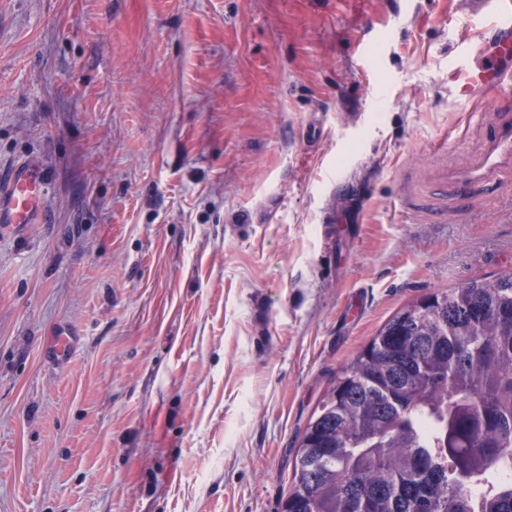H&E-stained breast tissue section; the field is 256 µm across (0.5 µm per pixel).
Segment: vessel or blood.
<instances>
[{"mask_svg": "<svg viewBox=\"0 0 512 512\" xmlns=\"http://www.w3.org/2000/svg\"><path fill=\"white\" fill-rule=\"evenodd\" d=\"M476 11L492 17L472 62L448 71L458 100L467 101L489 90L512 88V0H474ZM512 173V119L496 124L484 135L476 159L464 167L444 166L436 170L433 184L456 196L491 187ZM46 183L30 167L14 171L0 190V223L30 224L42 213Z\"/></svg>", "mask_w": 512, "mask_h": 512, "instance_id": "vessel-or-blood-1", "label": "vessel or blood"}]
</instances>
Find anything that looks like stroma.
Instances as JSON below:
<instances>
[{"instance_id":"1","label":"stroma","mask_w":512,"mask_h":512,"mask_svg":"<svg viewBox=\"0 0 512 512\" xmlns=\"http://www.w3.org/2000/svg\"><path fill=\"white\" fill-rule=\"evenodd\" d=\"M471 0H0V512H282L301 435L402 306L512 271L504 119L453 101ZM68 329L76 349L54 359ZM512 173V119H505L484 134L482 149L465 167L444 166L436 170L433 184L455 196L491 187L497 179ZM45 193L46 183L38 170H15L4 189L0 188V223L32 224L42 213Z\"/></svg>"}]
</instances>
